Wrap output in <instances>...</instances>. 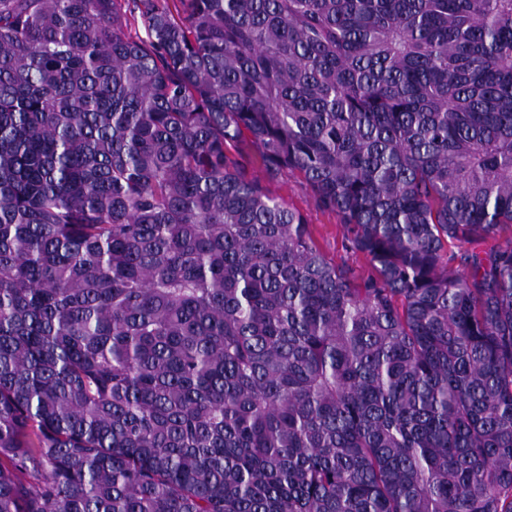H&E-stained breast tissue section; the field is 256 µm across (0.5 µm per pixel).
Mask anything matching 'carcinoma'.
I'll return each mask as SVG.
<instances>
[{"instance_id":"obj_1","label":"carcinoma","mask_w":512,"mask_h":512,"mask_svg":"<svg viewBox=\"0 0 512 512\" xmlns=\"http://www.w3.org/2000/svg\"><path fill=\"white\" fill-rule=\"evenodd\" d=\"M134 2L0 0V512H512V0ZM248 179L256 181L270 196L299 211L309 224L313 239L327 259L333 264L347 262L358 270L366 269L362 258L355 260L345 250L344 232L335 213L319 206L310 191L299 177L271 176L258 160L256 148L248 143L232 149Z\"/></svg>"}]
</instances>
